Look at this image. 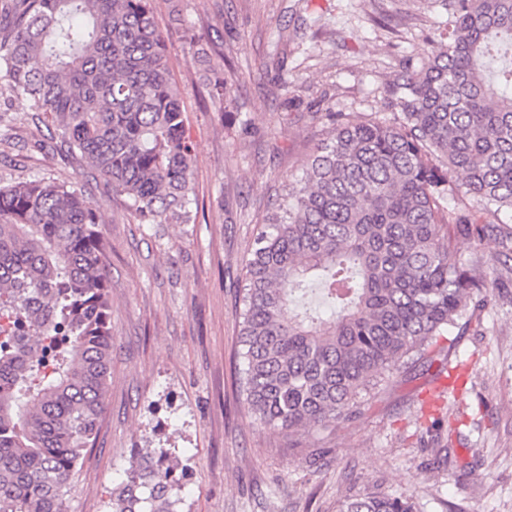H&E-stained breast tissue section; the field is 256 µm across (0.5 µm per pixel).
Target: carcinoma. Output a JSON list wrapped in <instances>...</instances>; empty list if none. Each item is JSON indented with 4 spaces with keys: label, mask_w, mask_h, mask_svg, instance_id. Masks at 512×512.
Wrapping results in <instances>:
<instances>
[{
    "label": "carcinoma",
    "mask_w": 512,
    "mask_h": 512,
    "mask_svg": "<svg viewBox=\"0 0 512 512\" xmlns=\"http://www.w3.org/2000/svg\"><path fill=\"white\" fill-rule=\"evenodd\" d=\"M154 0H0V81L126 196L143 224H189L193 146ZM428 64L385 85L391 117L332 115L300 184L267 216L245 263L239 387L290 436L346 419L408 361L448 370V328L496 271L459 240H498L512 211V0H448ZM469 204L454 211L449 200ZM85 191L0 185V512H66L99 432L112 368L109 276ZM435 460L450 437L423 422ZM165 448L140 456L112 512H176ZM338 512H418L364 491Z\"/></svg>",
    "instance_id": "obj_1"
}]
</instances>
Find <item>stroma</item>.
Listing matches in <instances>:
<instances>
[{
	"mask_svg": "<svg viewBox=\"0 0 512 512\" xmlns=\"http://www.w3.org/2000/svg\"><path fill=\"white\" fill-rule=\"evenodd\" d=\"M194 146L200 210L191 224H143L125 196L60 150L27 99L0 83V184L45 178L84 187L106 243L112 369L104 420L78 467L67 512H109L138 449H174L188 468L178 512H337L365 490L413 495L422 512H512V304L452 329L468 385L439 400L472 472L432 469L415 427L435 389L420 369L381 383L359 413L288 437L255 420L236 390L235 311L244 262L266 214L304 177L330 113L385 116L383 87L422 68L448 18L441 0H154ZM181 22H174L172 7ZM214 45L229 89L208 95L196 41ZM512 289L496 241H458Z\"/></svg>",
	"mask_w": 512,
	"mask_h": 512,
	"instance_id": "obj_1",
	"label": "stroma"
}]
</instances>
